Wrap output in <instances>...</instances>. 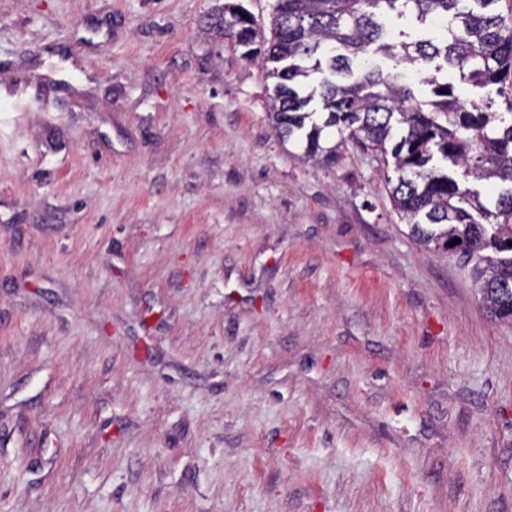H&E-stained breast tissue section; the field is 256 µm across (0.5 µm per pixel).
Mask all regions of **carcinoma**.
<instances>
[{"label": "carcinoma", "mask_w": 512, "mask_h": 512, "mask_svg": "<svg viewBox=\"0 0 512 512\" xmlns=\"http://www.w3.org/2000/svg\"><path fill=\"white\" fill-rule=\"evenodd\" d=\"M498 2L277 0L268 40L245 8L227 3L220 27L274 79L268 116L279 141L325 165L347 141L391 155L390 195L410 236L476 259L472 275L488 312L512 322V94L504 95L512 87V12H493ZM407 14L446 24L444 38L393 34L389 19ZM448 67L478 91L498 87L503 102L462 100L439 77ZM414 69L433 70L424 100L405 84ZM472 180L497 190L483 197Z\"/></svg>", "instance_id": "1"}]
</instances>
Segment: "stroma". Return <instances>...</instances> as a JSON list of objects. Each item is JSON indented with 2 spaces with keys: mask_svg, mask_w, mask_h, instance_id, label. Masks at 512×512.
Returning <instances> with one entry per match:
<instances>
[{
  "mask_svg": "<svg viewBox=\"0 0 512 512\" xmlns=\"http://www.w3.org/2000/svg\"><path fill=\"white\" fill-rule=\"evenodd\" d=\"M224 3L0 0V512H512V323Z\"/></svg>",
  "mask_w": 512,
  "mask_h": 512,
  "instance_id": "35a3bbf8",
  "label": "stroma"
}]
</instances>
